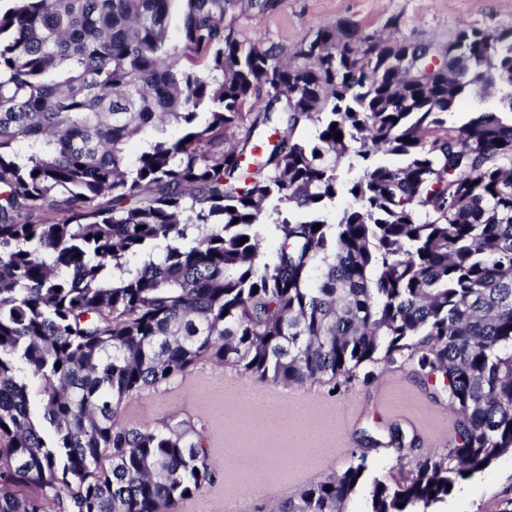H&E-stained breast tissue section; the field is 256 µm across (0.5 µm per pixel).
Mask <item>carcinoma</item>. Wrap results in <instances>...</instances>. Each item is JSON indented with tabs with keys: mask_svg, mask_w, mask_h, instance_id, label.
Returning <instances> with one entry per match:
<instances>
[{
	"mask_svg": "<svg viewBox=\"0 0 512 512\" xmlns=\"http://www.w3.org/2000/svg\"><path fill=\"white\" fill-rule=\"evenodd\" d=\"M11 2L0 512H171L201 491L199 431L120 418L201 360L286 385L380 359L437 376L454 441L373 480L369 512H429L512 453V123L444 118L472 86H501L512 110V29H460L428 71L430 43L320 28L296 64L226 22L268 0ZM170 123L186 127L175 141ZM365 471L284 512H346Z\"/></svg>",
	"mask_w": 512,
	"mask_h": 512,
	"instance_id": "carcinoma-1",
	"label": "carcinoma"
}]
</instances>
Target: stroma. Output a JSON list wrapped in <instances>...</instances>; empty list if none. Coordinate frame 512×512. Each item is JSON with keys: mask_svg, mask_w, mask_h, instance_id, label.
Wrapping results in <instances>:
<instances>
[{"mask_svg": "<svg viewBox=\"0 0 512 512\" xmlns=\"http://www.w3.org/2000/svg\"><path fill=\"white\" fill-rule=\"evenodd\" d=\"M336 26L443 45L463 27L512 28V0H269L263 15L236 21L241 34L289 51L316 30ZM498 111L497 90H471L446 119L459 127L474 113ZM503 114L512 120L511 112ZM448 415L447 398L433 381L383 361L360 366L349 380L325 377L303 385L248 379L234 366L201 361L135 394L120 417L152 427L183 421L201 431L213 479L174 512H224L228 499L238 500L239 512H284L288 500L314 482L360 462L366 483L347 512H367L370 480L403 479L419 453L447 447L453 437ZM285 422L297 433L282 437ZM244 426L259 433L256 443L242 444ZM510 498L507 454L461 481L434 512H503Z\"/></svg>", "mask_w": 512, "mask_h": 512, "instance_id": "obj_1", "label": "stroma"}]
</instances>
